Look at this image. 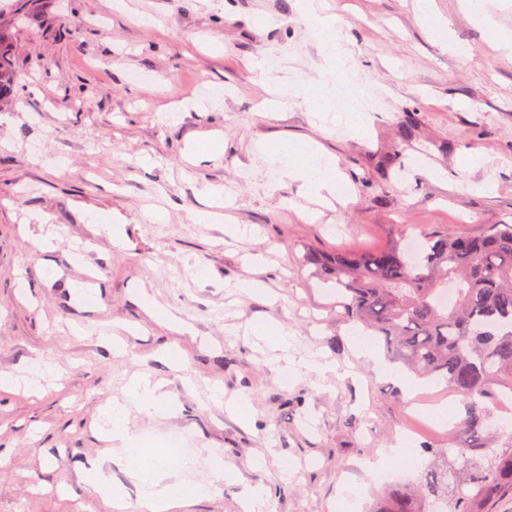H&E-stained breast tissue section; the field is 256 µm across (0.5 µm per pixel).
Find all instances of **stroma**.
<instances>
[{
    "label": "stroma",
    "mask_w": 512,
    "mask_h": 512,
    "mask_svg": "<svg viewBox=\"0 0 512 512\" xmlns=\"http://www.w3.org/2000/svg\"><path fill=\"white\" fill-rule=\"evenodd\" d=\"M129 2L130 16L110 0H22L25 22L0 13L19 76L0 106V373L15 379L0 390V512H109L84 482L94 460L138 498L93 427L136 375L171 409L132 414V431L194 461L172 478L214 480L217 454L238 467L221 496L180 512H241L255 485L270 488L271 512H336L352 487L367 512L431 462L364 470L405 426L464 477L469 449L408 416L413 393L445 388L417 378L410 393L379 375L302 257L381 248L395 224H512V48L498 39L512 0L479 12L434 0L428 15L417 0H321L358 59L351 90L378 100L360 131L336 110V68L298 0ZM270 57L278 73L257 81L253 64ZM283 139L319 146L351 195L306 199L281 164H260ZM207 186L223 191L218 217L197 224ZM229 220L247 234L225 233ZM147 296L168 319L150 318ZM259 324L282 326L287 347ZM311 355L335 371L288 374ZM215 383L248 396L251 419L210 406ZM61 480L72 500L44 493Z\"/></svg>",
    "instance_id": "stroma-1"
}]
</instances>
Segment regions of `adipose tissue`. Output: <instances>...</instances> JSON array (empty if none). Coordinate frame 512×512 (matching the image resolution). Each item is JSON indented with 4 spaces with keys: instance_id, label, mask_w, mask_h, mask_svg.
I'll return each instance as SVG.
<instances>
[{
    "instance_id": "1",
    "label": "adipose tissue",
    "mask_w": 512,
    "mask_h": 512,
    "mask_svg": "<svg viewBox=\"0 0 512 512\" xmlns=\"http://www.w3.org/2000/svg\"><path fill=\"white\" fill-rule=\"evenodd\" d=\"M169 407L160 384L137 378L129 384L127 399L113 402L102 415L104 437L119 445L123 459L132 464L139 479L142 512H171L176 505L211 498L221 492L214 482L187 484L171 479L169 469L182 464V457L167 454L165 449L131 432L132 412L155 415Z\"/></svg>"
}]
</instances>
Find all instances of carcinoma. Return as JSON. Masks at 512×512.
Returning <instances> with one entry per match:
<instances>
[{
  "instance_id": "obj_1",
  "label": "carcinoma",
  "mask_w": 512,
  "mask_h": 512,
  "mask_svg": "<svg viewBox=\"0 0 512 512\" xmlns=\"http://www.w3.org/2000/svg\"><path fill=\"white\" fill-rule=\"evenodd\" d=\"M15 86L9 35L0 29V103ZM419 237L411 249L406 229L395 224L381 249L308 250L303 264L336 290L348 321L385 339L393 361L458 397L464 413L456 433L480 455L489 447V404L512 392V224L473 235L427 224ZM451 477L444 457L418 482L391 487L372 512H493L512 498V432L499 435L487 464L473 463L450 499Z\"/></svg>"
}]
</instances>
